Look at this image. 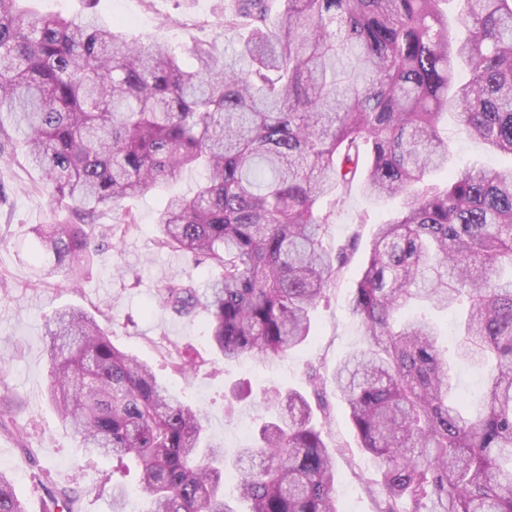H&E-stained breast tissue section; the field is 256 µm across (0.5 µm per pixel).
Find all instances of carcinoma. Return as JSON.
<instances>
[{"instance_id": "1", "label": "carcinoma", "mask_w": 512, "mask_h": 512, "mask_svg": "<svg viewBox=\"0 0 512 512\" xmlns=\"http://www.w3.org/2000/svg\"><path fill=\"white\" fill-rule=\"evenodd\" d=\"M232 0L219 52L128 42L85 0L79 19L0 0V155L20 139L49 196L37 281L77 283L136 223L127 212L95 239V216L187 170L193 196L170 198L156 245L211 267L207 288L170 281L161 303L202 308L227 361L282 358L306 342L311 313L357 246L326 243L353 187L376 204L405 198L376 225L350 301L365 346L300 390L239 458L259 464L234 490L250 512H338L334 454L322 438L331 383L360 448L374 457L378 512H512V168L469 167L445 185L440 119L512 155V0ZM67 209L76 221H62ZM464 311L456 355L485 370L484 412L451 398L448 351L405 304ZM49 399L79 446L140 474L145 512H235L222 446L200 409L112 342L93 317L47 324ZM0 512H25L0 471Z\"/></svg>"}]
</instances>
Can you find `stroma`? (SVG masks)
Wrapping results in <instances>:
<instances>
[{"instance_id":"1","label":"stroma","mask_w":512,"mask_h":512,"mask_svg":"<svg viewBox=\"0 0 512 512\" xmlns=\"http://www.w3.org/2000/svg\"><path fill=\"white\" fill-rule=\"evenodd\" d=\"M230 0H99L95 11L126 38L159 42L183 53L195 38L208 37L224 46V8ZM448 138L447 172L433 174L442 183L448 171L472 165L495 168L512 165V156L488 152L472 140L456 119L442 125ZM196 174L185 172L163 187L126 201L124 209L105 211L99 223L117 224L132 211L138 226L115 248L96 257L90 275L71 283L57 275L30 287L32 257L38 243L30 232L46 223L50 210L42 181L26 164L21 148L0 156V468L14 482L26 512H49L51 498L60 492L75 497L76 512H112V480L117 464L109 458L87 462L71 431L60 422L48 399L50 372L46 323L62 307L81 309L112 333L114 344L148 362L156 376L184 403L205 415L208 431L224 446L227 458L250 445L260 426L272 420L275 405L264 392L286 383L308 391V371L332 373L347 355L364 345V331L349 310V302L366 265L377 223L401 206L395 198L374 204L359 191L348 193L329 228L328 241L340 244L358 236V246L344 275L329 282L323 300L312 313V336L280 362H224L208 341L207 316L180 318L159 302L169 281L190 280L203 287L208 268L191 256L158 248L155 220L168 196L189 195ZM195 360V367L178 372L177 353ZM244 394L233 418L224 416V398L234 389ZM330 419L323 438L328 446L343 447L336 458L338 512H376L379 495L369 487L376 464L359 446L344 401L328 391Z\"/></svg>"}]
</instances>
